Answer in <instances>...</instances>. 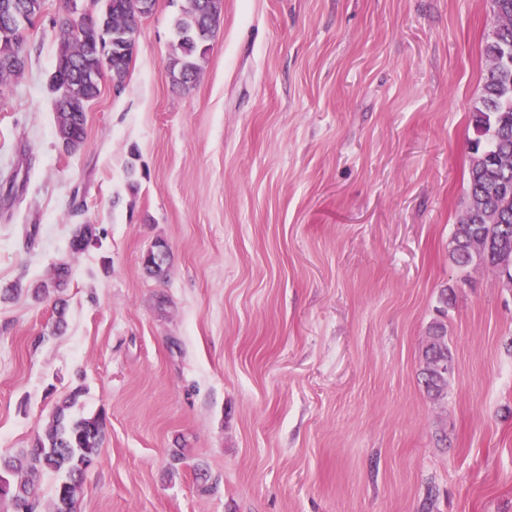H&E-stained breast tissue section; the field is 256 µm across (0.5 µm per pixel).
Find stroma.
I'll use <instances>...</instances> for the list:
<instances>
[{
    "mask_svg": "<svg viewBox=\"0 0 512 512\" xmlns=\"http://www.w3.org/2000/svg\"><path fill=\"white\" fill-rule=\"evenodd\" d=\"M184 5L156 0L75 151L59 0L0 89V453L78 388L106 422L81 512H512V288L448 252L489 0H224L189 89L166 69ZM423 356L422 374L426 392L435 400L443 399L448 392V375L453 371V363L448 352L445 326L442 323L433 326Z\"/></svg>",
    "mask_w": 512,
    "mask_h": 512,
    "instance_id": "stroma-1",
    "label": "stroma"
}]
</instances>
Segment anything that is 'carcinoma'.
<instances>
[{"label":"carcinoma","instance_id":"carcinoma-1","mask_svg":"<svg viewBox=\"0 0 512 512\" xmlns=\"http://www.w3.org/2000/svg\"><path fill=\"white\" fill-rule=\"evenodd\" d=\"M97 11L73 17L76 3L63 0L64 18L57 31L59 50L50 85L56 94V135L69 151L77 150L86 135V107L101 92L102 78L110 76L123 87L136 48L141 18L151 14L156 0H92ZM45 0H0V27L10 23L13 37L0 38V85L24 74L26 32L42 14ZM493 29L482 52L485 74L472 105L474 138L468 174V205L454 225L450 257L465 268L476 262L501 270L512 284V66L501 63L512 49V0H490ZM220 19V0H187L173 21L175 49L168 62L173 83L189 87L201 74V62ZM91 224H79L70 239L74 253L95 240ZM166 253L158 249L145 259L155 276L165 273ZM426 392L440 400L448 392L453 371L445 326L432 328L423 353ZM79 392L58 405L45 430L16 456L0 459V512L29 506L39 512L38 483L46 473L59 476L50 512H79L84 494V471L99 457L104 436L102 416L75 417L71 408Z\"/></svg>","mask_w":512,"mask_h":512}]
</instances>
